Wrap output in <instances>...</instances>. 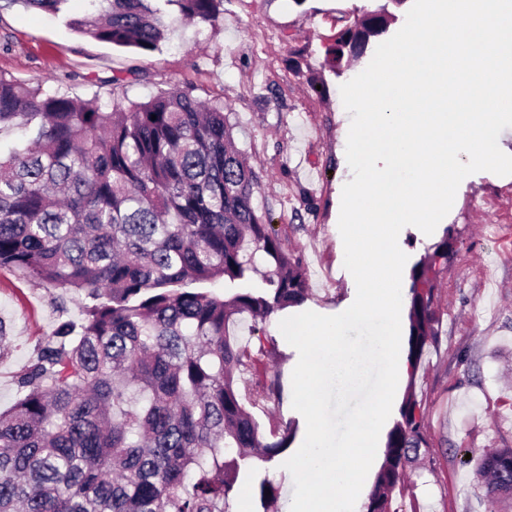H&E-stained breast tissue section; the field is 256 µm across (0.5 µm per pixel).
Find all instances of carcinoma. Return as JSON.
<instances>
[{
  "label": "carcinoma",
  "mask_w": 512,
  "mask_h": 512,
  "mask_svg": "<svg viewBox=\"0 0 512 512\" xmlns=\"http://www.w3.org/2000/svg\"><path fill=\"white\" fill-rule=\"evenodd\" d=\"M63 14L70 0H7ZM68 25L142 55L161 49L168 7L213 24L224 0H85ZM364 13L326 48L331 68L387 31ZM231 113L175 88L101 112L0 75V266L81 298L15 377L0 412V512H231L241 483L268 512L279 486L254 466L290 448L298 422L263 426L282 400L273 338L239 341L237 320L302 305L307 280L254 205L260 177L234 143ZM448 234L410 273L408 364L415 382L436 341L437 275ZM263 288H248L252 275ZM224 288L214 291L215 286ZM430 448L417 394L403 398L364 512H390ZM494 509L512 495V448L481 451ZM271 495H265V490Z\"/></svg>",
  "instance_id": "carcinoma-1"
}]
</instances>
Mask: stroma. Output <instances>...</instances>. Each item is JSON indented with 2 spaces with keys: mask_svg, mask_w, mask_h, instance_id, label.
Masks as SVG:
<instances>
[{
  "mask_svg": "<svg viewBox=\"0 0 512 512\" xmlns=\"http://www.w3.org/2000/svg\"><path fill=\"white\" fill-rule=\"evenodd\" d=\"M385 0H224L215 25L173 15L162 50L141 56L71 28L68 16L0 6V74L99 105L114 96L145 101L172 88L223 102L235 142L260 175L254 204L307 279L303 308L336 315L354 301L338 229L341 194L352 173L343 131L350 124L340 87L370 63L364 54L342 74L325 65L336 17L357 18ZM145 72L131 76L135 67ZM124 84L113 87L112 77ZM453 242L435 292L438 342L429 348L415 390L425 406L431 448L393 508L488 512L483 482L465 456L512 448V175L467 176L441 222ZM9 266L0 267V318L11 327L0 356V410L16 400L15 376L60 318L79 320L77 296Z\"/></svg>",
  "mask_w": 512,
  "mask_h": 512,
  "instance_id": "stroma-1",
  "label": "stroma"
}]
</instances>
